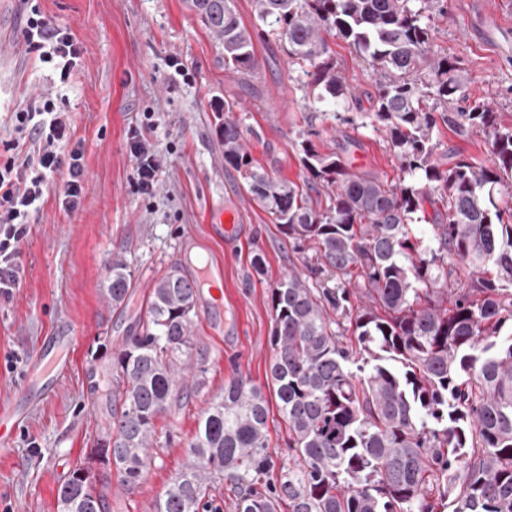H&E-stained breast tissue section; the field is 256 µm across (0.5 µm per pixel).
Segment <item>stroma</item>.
<instances>
[{"instance_id":"obj_1","label":"stroma","mask_w":512,"mask_h":512,"mask_svg":"<svg viewBox=\"0 0 512 512\" xmlns=\"http://www.w3.org/2000/svg\"><path fill=\"white\" fill-rule=\"evenodd\" d=\"M448 12L430 20L433 45L458 60L470 98L493 106L512 125V30L488 37L468 0H446ZM251 31L260 70L251 77L224 68V54L185 0H40L44 15L67 27L82 61L68 84L58 82V60L23 53L0 72V117L28 98L52 94L68 110L72 139L83 149L85 180L76 210L59 204L63 174L49 181L44 202L22 245L23 275L10 297L0 296V405L21 396L29 363L42 337L67 326L73 341L68 371L0 451V512H58L57 490L70 470L88 462L105 423L106 407L90 391L125 336L145 318V299L172 263L197 259L221 264L219 308L196 309L192 339L204 352L205 386L156 421L160 443L139 488L127 491L112 475V512H153L156 500L189 464L186 449L203 412L233 377L262 388L268 401L269 448L274 463L288 458V425L269 385L272 317L267 295L288 269L290 247L272 216L260 209L235 170L225 168L214 134V101L235 103L255 166L302 183L298 143L305 132L320 153L349 151L354 166L385 182L400 177L399 162L382 129L367 126L364 108L375 76L340 38H330L338 68L360 99L353 123L306 93L287 46L262 32L252 0H234ZM157 123L150 140L164 159L155 195L136 185L130 130L145 110ZM443 150L475 165L489 160L482 131L460 136L440 128ZM238 208L242 221L217 235L213 204ZM263 253L267 273L250 265ZM122 256L134 275L124 309L106 296L107 268Z\"/></svg>"}]
</instances>
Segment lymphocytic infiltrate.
Returning a JSON list of instances; mask_svg holds the SVG:
<instances>
[{
    "instance_id": "1",
    "label": "lymphocytic infiltrate",
    "mask_w": 512,
    "mask_h": 512,
    "mask_svg": "<svg viewBox=\"0 0 512 512\" xmlns=\"http://www.w3.org/2000/svg\"><path fill=\"white\" fill-rule=\"evenodd\" d=\"M26 6L22 37L40 60L64 58L59 80L67 82L80 57L71 33L52 23L35 0ZM15 138L0 142V295L18 287L21 246L30 233L29 219L39 209L48 177L66 171L59 200L64 208L77 204L84 179L83 153L71 147L69 112L58 109L51 96L27 102L13 114ZM133 158L141 192L153 194L163 161L141 130L133 132Z\"/></svg>"
}]
</instances>
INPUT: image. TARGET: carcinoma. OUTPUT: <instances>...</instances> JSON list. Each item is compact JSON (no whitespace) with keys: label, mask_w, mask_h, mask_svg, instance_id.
I'll use <instances>...</instances> for the list:
<instances>
[{"label":"carcinoma","mask_w":512,"mask_h":512,"mask_svg":"<svg viewBox=\"0 0 512 512\" xmlns=\"http://www.w3.org/2000/svg\"><path fill=\"white\" fill-rule=\"evenodd\" d=\"M224 50V68L259 67L252 33L233 0H191ZM445 0H253L257 21L288 44L304 87L334 107L359 104L337 67L338 37L373 69L372 119L385 132L402 177L392 185L354 171L340 154L300 142L304 188L252 164L229 102L216 111L224 165L277 223L301 264L270 288V376L288 422V463L268 493L254 484L273 468L268 408L244 377L204 411L186 449L190 463L155 512L209 510L221 478L239 493L235 512H512V126L468 78L432 48L424 12ZM433 101L432 110L423 108ZM481 130L489 164L437 159L438 124ZM326 193L330 206H311ZM442 203L415 228L425 202ZM109 303L126 301L133 278L112 258ZM198 289L175 265L147 296L146 321L106 368L109 418L90 461L116 469L132 490L145 478L156 419L180 401L187 375L204 385L205 356L192 341ZM91 466L59 487V512H109Z\"/></svg>","instance_id":"cac0c4a2"}]
</instances>
